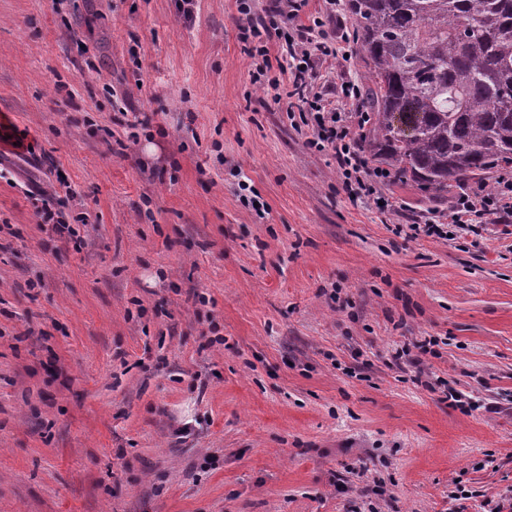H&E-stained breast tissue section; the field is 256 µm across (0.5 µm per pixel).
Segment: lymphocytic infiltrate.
Listing matches in <instances>:
<instances>
[{"instance_id": "obj_1", "label": "lymphocytic infiltrate", "mask_w": 512, "mask_h": 512, "mask_svg": "<svg viewBox=\"0 0 512 512\" xmlns=\"http://www.w3.org/2000/svg\"><path fill=\"white\" fill-rule=\"evenodd\" d=\"M236 2L240 14L238 38L255 61L254 82L272 89L274 100H287L289 109L297 111L309 148L334 152L343 188L351 198L377 199L378 187L386 175L369 169L360 151L355 130L365 123L362 113L342 111L318 85L324 63L346 54L345 46L327 29L341 0H326V17L314 18L309 25L300 21L306 0H275V9L258 24L252 20V0ZM274 37L281 41L284 58L276 67L270 64L268 48ZM492 215L512 217V180L502 179L495 193L479 187L462 189L447 212L410 225L409 235L445 239L455 229L474 230Z\"/></svg>"}]
</instances>
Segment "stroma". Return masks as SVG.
<instances>
[{
	"label": "stroma",
	"mask_w": 512,
	"mask_h": 512,
	"mask_svg": "<svg viewBox=\"0 0 512 512\" xmlns=\"http://www.w3.org/2000/svg\"><path fill=\"white\" fill-rule=\"evenodd\" d=\"M237 18L0 0L31 144L0 140V512H483L512 492V218L394 233L458 187L349 198Z\"/></svg>",
	"instance_id": "1"
}]
</instances>
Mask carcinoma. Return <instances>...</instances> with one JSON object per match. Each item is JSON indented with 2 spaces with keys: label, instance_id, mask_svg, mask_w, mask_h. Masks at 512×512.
<instances>
[{
  "label": "carcinoma",
  "instance_id": "carcinoma-1",
  "mask_svg": "<svg viewBox=\"0 0 512 512\" xmlns=\"http://www.w3.org/2000/svg\"><path fill=\"white\" fill-rule=\"evenodd\" d=\"M365 64L360 146L442 200L512 168V0H347Z\"/></svg>",
  "mask_w": 512,
  "mask_h": 512
}]
</instances>
